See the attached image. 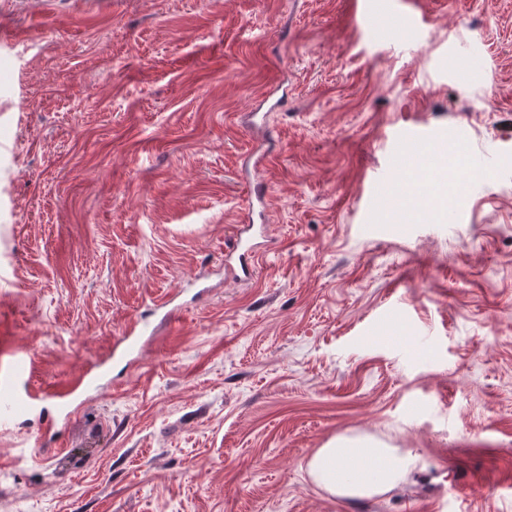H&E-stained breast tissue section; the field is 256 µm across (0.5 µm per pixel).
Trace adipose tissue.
Masks as SVG:
<instances>
[{"label":"adipose tissue","instance_id":"obj_1","mask_svg":"<svg viewBox=\"0 0 512 512\" xmlns=\"http://www.w3.org/2000/svg\"><path fill=\"white\" fill-rule=\"evenodd\" d=\"M416 462V455L409 450L367 438L339 437L314 453L308 473L331 495L367 498L404 482Z\"/></svg>","mask_w":512,"mask_h":512}]
</instances>
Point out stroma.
Masks as SVG:
<instances>
[{
	"instance_id": "stroma-1",
	"label": "stroma",
	"mask_w": 512,
	"mask_h": 512,
	"mask_svg": "<svg viewBox=\"0 0 512 512\" xmlns=\"http://www.w3.org/2000/svg\"><path fill=\"white\" fill-rule=\"evenodd\" d=\"M26 349L107 382L0 432V512H512V0H0V384ZM339 436L418 463L329 495ZM262 225L244 224L236 229L233 251L225 254L229 260L236 253L239 268L245 278L253 276V265L262 243Z\"/></svg>"
}]
</instances>
